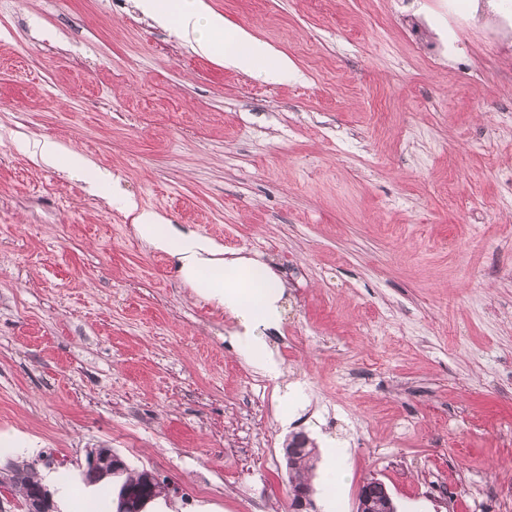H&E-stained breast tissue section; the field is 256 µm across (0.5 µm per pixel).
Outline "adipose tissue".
<instances>
[{"instance_id":"adipose-tissue-1","label":"adipose tissue","mask_w":512,"mask_h":512,"mask_svg":"<svg viewBox=\"0 0 512 512\" xmlns=\"http://www.w3.org/2000/svg\"><path fill=\"white\" fill-rule=\"evenodd\" d=\"M138 6L158 23L175 24L183 37L192 39L215 61L246 72L259 70L272 79L286 78L293 69L287 56L273 53L247 31L227 30L223 15L203 0H138ZM32 155L45 164L65 163L76 173L94 171L86 156L50 139L35 141ZM94 173L97 180L107 178L106 172ZM134 223L143 241L178 258L186 280L206 288L209 296L223 303L236 321L235 338L243 358L267 374H278L280 368L267 349L266 336L281 322L283 283L261 264L234 255L220 256L210 240L179 232L154 212L141 211Z\"/></svg>"}]
</instances>
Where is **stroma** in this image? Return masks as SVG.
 I'll return each instance as SVG.
<instances>
[{
  "label": "stroma",
  "mask_w": 512,
  "mask_h": 512,
  "mask_svg": "<svg viewBox=\"0 0 512 512\" xmlns=\"http://www.w3.org/2000/svg\"><path fill=\"white\" fill-rule=\"evenodd\" d=\"M294 63L213 62L135 0H0V463L91 449L166 512H512V0H205ZM49 138L110 175L29 154ZM285 285L252 368L135 210ZM343 456L335 486L326 461ZM297 437L299 439L296 442ZM287 444L288 448H294L293 454H291L292 462L288 468V482L291 490L306 487L310 484L311 474L317 460L316 446L303 434H296L291 443ZM288 448H283L287 458ZM371 483H378L381 484L382 491L386 495V497L383 499V503L385 506V511H392V502L390 500V497L388 496V491L385 486V484L377 479H372L370 481H367L363 483V485L360 487L358 492V503H357V509L356 512H374L375 508V497H378L380 500H382V496H380V493H378L377 488H371L368 490V484ZM369 491L372 495L369 494Z\"/></svg>",
  "instance_id": "obj_1"
}]
</instances>
